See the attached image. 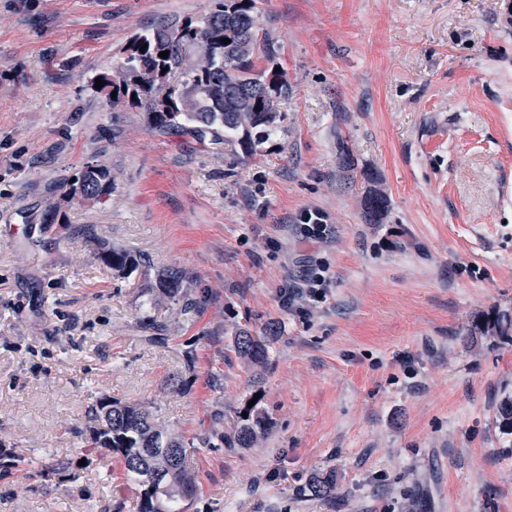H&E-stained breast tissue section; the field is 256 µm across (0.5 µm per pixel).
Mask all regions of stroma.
Here are the masks:
<instances>
[{"label":"stroma","mask_w":512,"mask_h":512,"mask_svg":"<svg viewBox=\"0 0 512 512\" xmlns=\"http://www.w3.org/2000/svg\"><path fill=\"white\" fill-rule=\"evenodd\" d=\"M212 7L0 0V512H131L121 458L82 444L109 397L183 436L188 512H512L495 422L512 342L471 332L512 320V0H261L292 93L249 158L157 134L92 86L131 35ZM90 160L107 201L32 220ZM307 209L331 238L299 239ZM77 224L137 269L114 272ZM318 261L325 297L284 307ZM271 323L267 364L245 365L235 331ZM254 399L267 439L225 450Z\"/></svg>","instance_id":"obj_1"}]
</instances>
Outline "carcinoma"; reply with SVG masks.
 <instances>
[{
    "label": "carcinoma",
    "mask_w": 512,
    "mask_h": 512,
    "mask_svg": "<svg viewBox=\"0 0 512 512\" xmlns=\"http://www.w3.org/2000/svg\"><path fill=\"white\" fill-rule=\"evenodd\" d=\"M258 0H213L212 10L197 19L168 22L148 34H135L122 49L121 61L98 74L105 82L99 89L114 112L136 108L149 128L163 135L188 136L234 142L250 157L277 133L279 105L291 94L280 67L279 47L260 27ZM227 38L225 44L221 39ZM166 51L163 59L159 53ZM116 97H111V93ZM75 181L57 185L44 203L39 223L48 219L65 224L67 210L76 201L99 204L112 194V174L102 164L86 163ZM365 210L376 221L387 207L386 197L374 192L366 197ZM95 246L99 257L123 275L137 269L134 258L99 237L95 225L75 229ZM159 289L168 297L179 294L180 277L159 275ZM234 352L254 367L266 364L264 340L247 328L235 332ZM118 410L107 424L90 430L84 447L119 454L125 476L140 487L134 512H185L197 491L195 474L188 462L181 435L158 424L138 404L110 400ZM236 426L224 433V447L254 448L265 437L268 417L253 405ZM499 428L512 435V393L502 396L496 412ZM177 449L172 457L159 451L163 442ZM141 468L130 467V458Z\"/></svg>",
    "instance_id": "carcinoma-1"
}]
</instances>
